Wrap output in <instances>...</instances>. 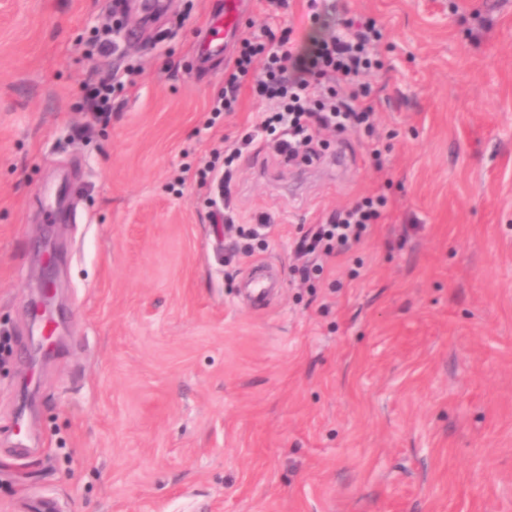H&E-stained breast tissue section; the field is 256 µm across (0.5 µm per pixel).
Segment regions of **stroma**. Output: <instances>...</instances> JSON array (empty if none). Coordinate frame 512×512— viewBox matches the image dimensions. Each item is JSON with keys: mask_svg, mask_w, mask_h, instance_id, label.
<instances>
[{"mask_svg": "<svg viewBox=\"0 0 512 512\" xmlns=\"http://www.w3.org/2000/svg\"><path fill=\"white\" fill-rule=\"evenodd\" d=\"M335 5L383 27L377 134L322 132L307 169L256 139L251 242L217 238L194 176L262 108L211 110L224 0L134 7L108 57L112 0H0V512H512V0ZM378 193L384 220L301 283L299 238ZM256 265L281 280L260 309ZM137 72L132 68L116 69L112 71L108 81L103 82L92 91V97L97 99L98 112L112 111V98L121 94L128 87L135 85L134 77Z\"/></svg>", "mask_w": 512, "mask_h": 512, "instance_id": "35a3bbf8", "label": "stroma"}]
</instances>
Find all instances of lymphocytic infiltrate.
I'll return each instance as SVG.
<instances>
[{
	"mask_svg": "<svg viewBox=\"0 0 512 512\" xmlns=\"http://www.w3.org/2000/svg\"><path fill=\"white\" fill-rule=\"evenodd\" d=\"M267 19L253 26L224 77V95L215 111L229 112L242 88H250L264 108L255 124L256 136L275 139L285 159H312L318 153L315 130L372 133L376 125L373 91L367 75L381 68L376 46L381 28L372 17H343L330 33L296 46L292 28L274 33L271 21L287 0H265ZM385 196L366 197L338 211L329 223L298 243L300 253L325 256L349 252L370 225L384 219Z\"/></svg>",
	"mask_w": 512,
	"mask_h": 512,
	"instance_id": "f902f5d3",
	"label": "lymphocytic infiltrate"
}]
</instances>
